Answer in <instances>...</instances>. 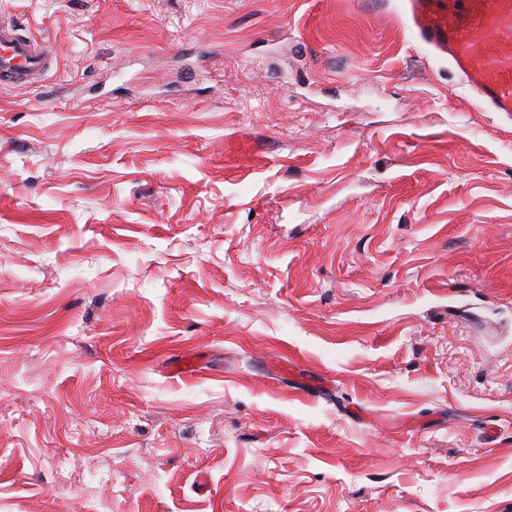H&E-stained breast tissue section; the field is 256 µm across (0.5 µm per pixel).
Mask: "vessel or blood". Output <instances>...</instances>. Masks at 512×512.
I'll use <instances>...</instances> for the list:
<instances>
[{"instance_id":"b4317fda","label":"vessel or blood","mask_w":512,"mask_h":512,"mask_svg":"<svg viewBox=\"0 0 512 512\" xmlns=\"http://www.w3.org/2000/svg\"><path fill=\"white\" fill-rule=\"evenodd\" d=\"M407 30L446 59L487 112L512 117V0H400ZM51 67L44 46L0 13V84L41 81Z\"/></svg>"}]
</instances>
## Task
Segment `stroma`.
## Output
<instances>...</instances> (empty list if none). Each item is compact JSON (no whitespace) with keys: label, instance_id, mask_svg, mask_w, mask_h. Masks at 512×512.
I'll return each mask as SVG.
<instances>
[{"label":"stroma","instance_id":"stroma-1","mask_svg":"<svg viewBox=\"0 0 512 512\" xmlns=\"http://www.w3.org/2000/svg\"><path fill=\"white\" fill-rule=\"evenodd\" d=\"M1 11L0 512H512V119L397 0ZM17 24L0 13V84L41 81L51 67L44 46L19 33Z\"/></svg>","mask_w":512,"mask_h":512}]
</instances>
